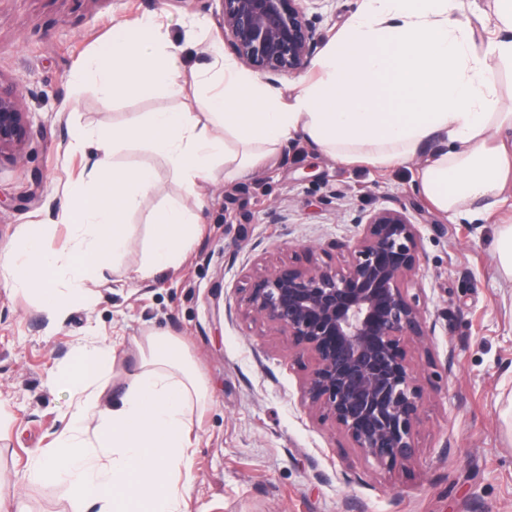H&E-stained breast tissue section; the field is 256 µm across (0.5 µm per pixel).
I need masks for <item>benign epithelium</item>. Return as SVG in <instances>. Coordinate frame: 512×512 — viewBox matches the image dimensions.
<instances>
[{
	"label": "benign epithelium",
	"mask_w": 512,
	"mask_h": 512,
	"mask_svg": "<svg viewBox=\"0 0 512 512\" xmlns=\"http://www.w3.org/2000/svg\"><path fill=\"white\" fill-rule=\"evenodd\" d=\"M224 46L261 77L302 71L317 43L303 0H219ZM32 119L12 84L0 81V163L30 142ZM361 231L342 242L341 268L283 261L242 289L248 313L266 320L314 368L303 398L319 408L378 466L412 461L423 393L410 345L424 317L403 281L419 263L420 235L402 209L360 214Z\"/></svg>",
	"instance_id": "obj_1"
}]
</instances>
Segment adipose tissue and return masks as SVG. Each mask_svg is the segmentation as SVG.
Here are the masks:
<instances>
[{
	"instance_id": "ef3b65f1",
	"label": "adipose tissue",
	"mask_w": 512,
	"mask_h": 512,
	"mask_svg": "<svg viewBox=\"0 0 512 512\" xmlns=\"http://www.w3.org/2000/svg\"><path fill=\"white\" fill-rule=\"evenodd\" d=\"M466 0H361L315 63L317 75L283 100L211 48L212 63L194 74V111L159 107L145 123L119 134L72 132V146L93 141L99 154L95 188L68 195L57 221L75 231L67 256L48 250L40 225L28 224L0 251V278L39 298L49 317L64 316L84 296L87 281L132 239L127 210L154 187L150 168L111 164L122 141L146 139L165 153L185 190L197 192L219 162L247 169L297 135L307 136L343 167L416 166V182L439 212L476 218L512 200V110L501 107L497 74L512 68V0H493L477 23ZM176 60L163 24L149 16L120 24L82 63L75 83L94 82L103 103L120 93L174 96ZM220 119L200 126L196 112ZM243 146L229 153L224 130ZM196 222L165 211L147 250L142 276L173 265ZM66 281L57 289L56 281ZM114 357L96 344L75 366L50 376L76 397L55 448L36 458L31 481L69 487L78 505L98 512H184L189 492L192 415L204 399L181 343L148 337L137 373L112 405L100 406L92 386L107 377Z\"/></svg>"
}]
</instances>
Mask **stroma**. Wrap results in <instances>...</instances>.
Wrapping results in <instances>:
<instances>
[{
	"label": "stroma",
	"instance_id": "1",
	"mask_svg": "<svg viewBox=\"0 0 512 512\" xmlns=\"http://www.w3.org/2000/svg\"><path fill=\"white\" fill-rule=\"evenodd\" d=\"M356 7L306 0L318 49ZM220 12L219 0H0V80L19 90L34 132L15 161L0 164L1 248L40 224L48 248L70 250L72 230L56 213L66 191L90 186L95 161L93 148H71L73 128L109 132L161 105L182 110L181 98L123 96L105 106L92 83L73 87L71 75L113 25L154 14L169 22L188 86L222 41ZM190 19L205 32H187ZM114 160L151 168L155 187L125 215L135 244L91 284L90 303L52 320L36 298L0 282V512H74L65 487L28 479L34 455L74 408L48 376L103 341L115 350L103 392L111 398L153 334L183 342L207 391L194 415L186 512H512V426L502 417L512 401V280L492 250L511 208L473 222L447 216L418 191L414 165L344 168L301 136L254 169L205 184L201 210L149 141L126 143ZM384 206L418 227L420 263L404 286L425 313L411 359L423 391L417 455L393 470L304 404L313 359L239 303L255 268L344 266L338 244L356 234L355 216ZM169 207L201 211L199 231L176 266L139 277L155 219Z\"/></svg>",
	"mask_w": 512,
	"mask_h": 512
}]
</instances>
